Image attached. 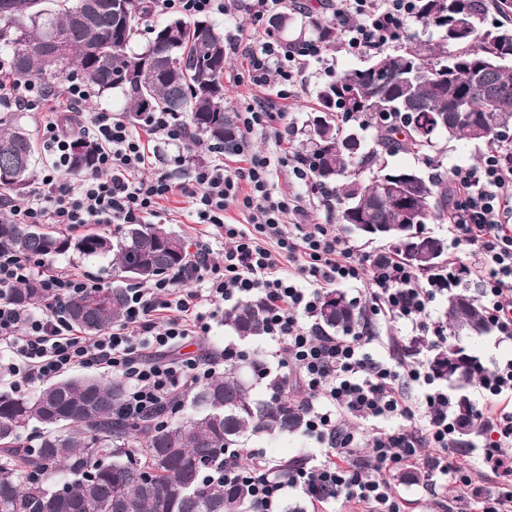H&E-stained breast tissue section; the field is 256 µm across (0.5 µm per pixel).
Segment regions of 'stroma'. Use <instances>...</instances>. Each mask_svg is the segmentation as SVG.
I'll list each match as a JSON object with an SVG mask.
<instances>
[{
	"label": "stroma",
	"mask_w": 512,
	"mask_h": 512,
	"mask_svg": "<svg viewBox=\"0 0 512 512\" xmlns=\"http://www.w3.org/2000/svg\"><path fill=\"white\" fill-rule=\"evenodd\" d=\"M322 62H310L304 70L302 84L292 89L287 96H279L277 84L257 87L245 80L247 61L242 54L230 56L224 67V105L228 112L242 109L252 99H271L281 119L273 122L263 132L250 140L252 150L271 158V184L274 191L287 192L302 198L305 215L289 216V223L324 224L335 222L336 214L328 210L320 193L311 185L297 181L290 173V160L294 149L307 132L306 121L316 99L318 88L346 69L364 65L367 55H354L345 49L329 50ZM287 133L285 144H278L279 133ZM486 144L439 139L436 147L420 153L397 152L385 155L384 160L394 168H412L424 174L433 171L449 172L457 165L476 166L479 157L484 156ZM189 203L180 193H173L159 202V222L168 230L184 237L189 246H196L204 227L193 223L188 216ZM375 336L368 347L374 357L386 360L410 359L408 346L411 337L401 326L378 321L374 326ZM232 345L237 350L255 357H263L270 348L267 336L261 335L242 340L228 327L223 319H216L208 336L195 339L178 350L179 356L188 357L203 351L221 352L224 346ZM251 447L263 451L270 464L297 460L302 462L321 459L322 449L313 438L302 433L274 435L251 440ZM398 493L403 499V512H462V503L456 502L457 488L442 490L422 482L396 480Z\"/></svg>",
	"instance_id": "stroma-1"
}]
</instances>
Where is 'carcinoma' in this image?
Segmentation results:
<instances>
[{"label":"carcinoma","mask_w":512,"mask_h":512,"mask_svg":"<svg viewBox=\"0 0 512 512\" xmlns=\"http://www.w3.org/2000/svg\"><path fill=\"white\" fill-rule=\"evenodd\" d=\"M502 21L484 25L489 11ZM151 17L149 0H0V49L9 56L8 77L16 84L34 80L52 88L79 72L98 95L118 91L124 112L137 119L162 110L188 118L189 133L219 149L231 148L237 126L224 108V31L206 18H173L151 30L142 48L131 47L140 22ZM280 35L297 32L296 49L309 44L333 49L336 23L310 20L296 26L292 13L278 16ZM512 0H416L412 22L430 32L410 36L392 54L376 53L369 62L324 83L317 91L313 117L299 155L312 164L314 185L332 191L338 222L351 231L359 224L402 223V209L384 192L392 176L416 173L410 208L420 221L409 229L436 261L413 262L402 247L389 248L417 271H435L448 255V240L424 232L434 214H447L453 190L417 170L391 169L384 155L418 152L441 137L482 142L512 164V143L501 124L512 123ZM163 59L152 81L140 73ZM384 66L390 80L379 83ZM498 91L494 98L485 85ZM403 114L405 123L383 120ZM377 131L376 147L357 140L342 122ZM35 144L10 116L0 117V195L18 192L31 181ZM92 142L78 138L70 150V171L96 170ZM372 170L364 180L361 173ZM0 250L51 260L66 253L112 262V286L74 298L65 305L69 319L90 336L118 321L132 283L158 280L172 271L190 272L184 239L156 224H124L112 235L65 237L38 224L0 220ZM10 298L29 308L41 302V289L28 283ZM334 303H329V300ZM266 309L259 299L234 306L224 322L242 340L263 332ZM361 312L346 295L328 290L318 313L324 329L348 331ZM444 326L487 334L491 325L469 295H448ZM433 371L461 390L476 378L478 357L450 373L447 349L434 355ZM258 373L261 361L247 355L224 365L200 388L173 398L158 410L170 416L163 425L122 418L124 384L119 379L82 375L55 381L30 396L0 392V512H247L244 490L213 482L207 472L224 467V449L304 428L302 401L285 387L271 386L257 399L243 374ZM186 416L176 417L181 411ZM37 424L36 442L23 440Z\"/></svg>","instance_id":"carcinoma-1"}]
</instances>
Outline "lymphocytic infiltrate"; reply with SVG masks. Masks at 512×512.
Listing matches in <instances>:
<instances>
[{"label":"lymphocytic infiltrate","mask_w":512,"mask_h":512,"mask_svg":"<svg viewBox=\"0 0 512 512\" xmlns=\"http://www.w3.org/2000/svg\"><path fill=\"white\" fill-rule=\"evenodd\" d=\"M342 27L349 51L380 49L411 19L415 0H326ZM246 23V22H245ZM236 22L224 34L230 53L248 59V77L257 86L297 85L302 56L318 57L313 45L305 53L282 42L260 41ZM8 61L0 58V107L16 106L39 116L48 141L60 152L54 171L23 198L0 199V211L16 224H57L71 230L85 224H145L157 216L159 200L177 191L188 197L196 223L207 225L211 239L200 240L194 254L196 290L181 287L182 273L128 291L118 324L87 338L70 324L63 308L69 300L100 288L98 279L52 267L43 260L0 251V382L16 393L37 390L74 370L100 367L122 380L126 395L121 415L137 422L154 415L171 397L208 382L236 352L205 353L164 362L147 350H173L208 335L226 303L258 298L267 305L264 334L271 342L263 376L286 384L295 367L308 391L303 403L304 431L323 444L322 461L282 473L254 448H228L223 469L212 477L245 486L249 512H282L286 490L314 496L318 487H335L346 501L366 512H401L402 502L391 481L401 470H426L435 482L454 474L469 493L473 512H512V493L483 492L473 487L465 467L447 461L454 429L444 390L434 388L424 360L390 364L367 350L366 331L328 334L318 323L322 294L344 282L365 286V318L401 325L430 347L447 344L448 331L432 320L438 294L459 287L462 273L473 272L478 301L500 341H512V165L488 150L479 168L458 166L448 174L454 197L448 209V263L423 274L390 253H371L343 239L336 226L310 229L287 223L288 214L303 213L298 197L273 193L270 160L250 152L249 140L269 127L276 115L270 103L249 104L237 112L239 141L234 148L241 166L224 161H188L183 178L163 162V146L184 139L186 128L168 112H148L136 133L122 114L103 109L92 113L86 130L97 147L96 170L76 183L57 172L68 166L70 143L61 127L62 114L90 99V87L70 79L64 108L52 103L39 82L16 85L6 79ZM238 206L247 224H228L224 212ZM225 240L224 263L211 264L212 238ZM38 281L43 305L39 312L17 307L13 288ZM422 391L421 407L406 401L403 385ZM483 403L475 413L483 444L479 455L494 478L512 481V358L481 370ZM367 424L372 440L367 458L355 461L358 435L349 420Z\"/></svg>","instance_id":"obj_1"}]
</instances>
